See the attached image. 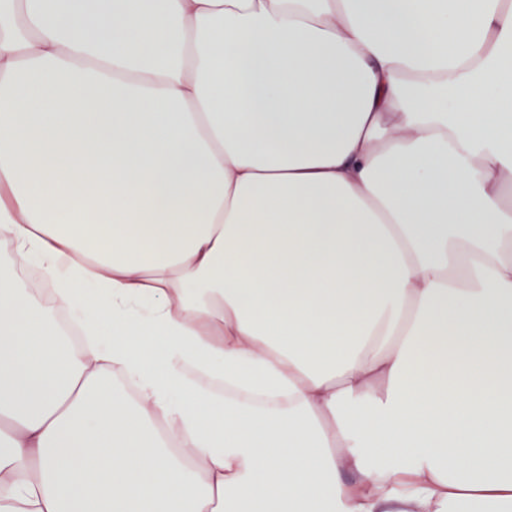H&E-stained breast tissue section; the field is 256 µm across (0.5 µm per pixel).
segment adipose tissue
I'll use <instances>...</instances> for the list:
<instances>
[{
	"label": "adipose tissue",
	"instance_id": "obj_1",
	"mask_svg": "<svg viewBox=\"0 0 512 512\" xmlns=\"http://www.w3.org/2000/svg\"><path fill=\"white\" fill-rule=\"evenodd\" d=\"M512 0H0V512H512Z\"/></svg>",
	"mask_w": 512,
	"mask_h": 512
}]
</instances>
